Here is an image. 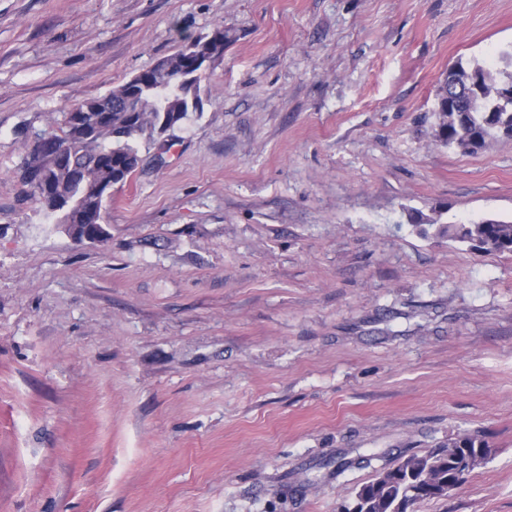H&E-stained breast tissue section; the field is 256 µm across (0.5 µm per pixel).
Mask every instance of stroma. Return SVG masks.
Listing matches in <instances>:
<instances>
[{
    "label": "stroma",
    "instance_id": "obj_1",
    "mask_svg": "<svg viewBox=\"0 0 512 512\" xmlns=\"http://www.w3.org/2000/svg\"><path fill=\"white\" fill-rule=\"evenodd\" d=\"M224 26L103 244L22 180L67 112ZM512 0H0V512H341L463 434L415 512H512V141L441 146L435 91ZM416 222L417 226L435 227L438 234L486 254L512 253V221L488 218L470 224H443L438 218L424 220L421 216Z\"/></svg>",
    "mask_w": 512,
    "mask_h": 512
}]
</instances>
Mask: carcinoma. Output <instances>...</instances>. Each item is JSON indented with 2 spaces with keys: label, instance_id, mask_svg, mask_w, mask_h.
Instances as JSON below:
<instances>
[{
  "label": "carcinoma",
  "instance_id": "cac0c4a2",
  "mask_svg": "<svg viewBox=\"0 0 512 512\" xmlns=\"http://www.w3.org/2000/svg\"><path fill=\"white\" fill-rule=\"evenodd\" d=\"M499 58L503 67L495 70L477 60L460 61L448 70L434 107L436 139L441 145L474 153L478 140L484 145L500 137L512 139V100L506 102L501 98L502 90L512 88V49L500 51ZM128 86L126 82L96 99L111 114V119L110 126L99 130L91 139H70L66 122L60 132L48 133L55 140L69 144L76 165L93 180L110 181L112 172L121 166L123 174L134 173L137 165L132 160L139 156L141 144L156 143L163 110L178 108L184 117L190 111L187 99L155 82L135 85L133 89L138 101L143 103V112L137 118V125L131 128L125 125L127 117L121 107ZM458 87L470 91L458 102V107L466 112V120L460 124L451 119L454 108L448 106V89ZM54 178L59 195L69 201L68 209L53 214L56 223L70 225L68 232L79 242L82 236L95 234L103 221L106 197L85 193L78 180L58 174ZM417 223L431 226L437 233L486 254L512 253V221L488 218L470 224H443L435 217H421ZM450 448H478L483 452L487 444L464 434L436 451L402 458L356 491L354 503L359 512H406L417 501L448 495V472L453 470L448 465Z\"/></svg>",
  "mask_w": 512,
  "mask_h": 512
}]
</instances>
